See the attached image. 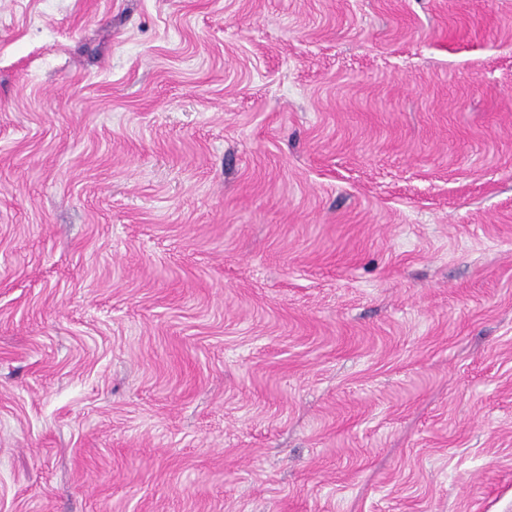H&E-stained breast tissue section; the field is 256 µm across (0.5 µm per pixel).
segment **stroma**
<instances>
[{
	"instance_id": "1",
	"label": "stroma",
	"mask_w": 512,
	"mask_h": 512,
	"mask_svg": "<svg viewBox=\"0 0 512 512\" xmlns=\"http://www.w3.org/2000/svg\"><path fill=\"white\" fill-rule=\"evenodd\" d=\"M0 512H512V0H0Z\"/></svg>"
}]
</instances>
